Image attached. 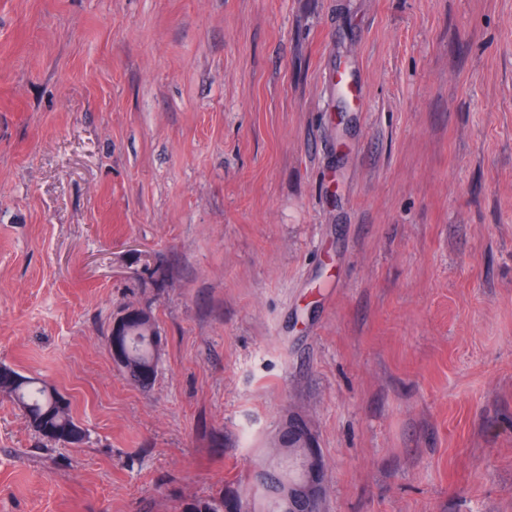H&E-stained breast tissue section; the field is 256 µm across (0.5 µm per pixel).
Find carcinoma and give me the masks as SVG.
<instances>
[{"mask_svg":"<svg viewBox=\"0 0 512 512\" xmlns=\"http://www.w3.org/2000/svg\"><path fill=\"white\" fill-rule=\"evenodd\" d=\"M115 340L124 347L122 360L116 362L118 369L127 379L137 385L146 387L155 377L159 338L152 316L144 315L132 322L126 335L117 336ZM22 383L8 386L0 382V391L11 397L25 412L29 424L36 429L43 419L49 420L59 434L52 441L60 443L64 436L77 429V422L70 414L69 407L57 404L56 390L40 384L33 378L21 376ZM288 434H283L275 447L282 448L288 456V471H279L261 466V472L254 479L267 496L272 499L273 507L268 512H278L283 508L281 494L285 484L295 479L301 470V453L299 444L287 442Z\"/></svg>","mask_w":512,"mask_h":512,"instance_id":"cac0c4a2","label":"carcinoma"}]
</instances>
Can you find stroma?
Returning a JSON list of instances; mask_svg holds the SVG:
<instances>
[{
  "label": "stroma",
  "mask_w": 512,
  "mask_h": 512,
  "mask_svg": "<svg viewBox=\"0 0 512 512\" xmlns=\"http://www.w3.org/2000/svg\"><path fill=\"white\" fill-rule=\"evenodd\" d=\"M0 364L88 431L0 394V512L232 502L291 419L322 512H512V0H0ZM142 311L147 310L140 307L128 308L113 320L109 347L114 357H117L118 350L115 345L112 346V340H117L123 345V358L120 361L113 359L114 363L129 381L146 387L155 377L159 347L158 332L151 314L141 316L132 322L125 336L119 335L124 321L128 317L139 315ZM17 374L23 382L16 386H8L2 383L1 380V392L9 395L24 410L29 424L39 435L50 441L63 443L62 438L78 428L77 422L70 414L69 405L61 407L57 404V391L54 388L45 384L40 385L35 379L24 376L19 372ZM43 419L49 420L50 424L57 428L60 434L49 438L37 431L39 423Z\"/></svg>",
  "instance_id": "obj_1"
}]
</instances>
